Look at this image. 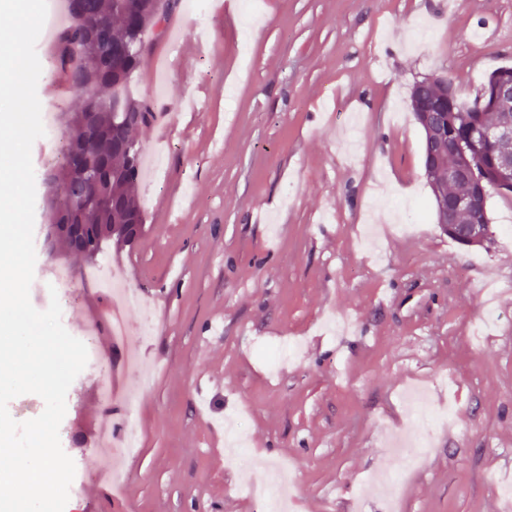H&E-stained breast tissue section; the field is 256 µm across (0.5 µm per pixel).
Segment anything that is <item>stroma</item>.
<instances>
[{"instance_id": "1", "label": "stroma", "mask_w": 512, "mask_h": 512, "mask_svg": "<svg viewBox=\"0 0 512 512\" xmlns=\"http://www.w3.org/2000/svg\"><path fill=\"white\" fill-rule=\"evenodd\" d=\"M178 0L150 34L130 96L165 104L170 130L137 138L144 229L111 253L153 327L138 359L148 387L124 414L139 448L120 484L89 480L105 439L98 385L136 378L95 339L61 422L82 480L65 512H268L264 469H294L291 512H379L363 490L425 388L452 424L404 476L392 512H512V194L487 202L493 240L442 233L408 108L417 79L451 77L472 104L512 65V0ZM40 56L43 111L60 129L85 101ZM64 327L77 339L108 294L78 284ZM298 359L288 356L292 342Z\"/></svg>"}]
</instances>
